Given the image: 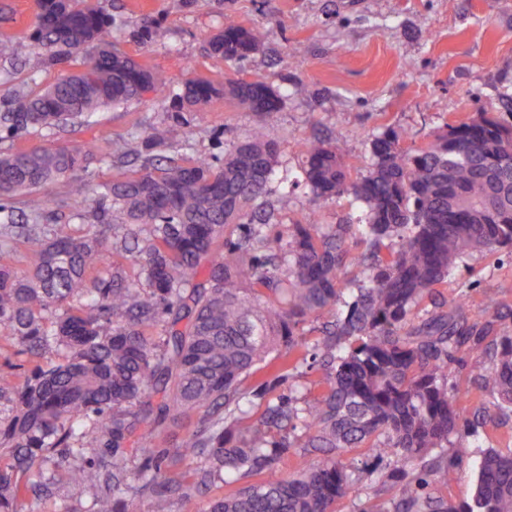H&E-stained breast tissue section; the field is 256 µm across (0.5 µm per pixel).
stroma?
Instances as JSON below:
<instances>
[{"label":"stroma","mask_w":512,"mask_h":512,"mask_svg":"<svg viewBox=\"0 0 512 512\" xmlns=\"http://www.w3.org/2000/svg\"><path fill=\"white\" fill-rule=\"evenodd\" d=\"M112 14L126 38L123 50L163 80L158 92L127 105L108 108L94 124L52 133L34 128L23 137L0 140V150L34 146H97L107 153L118 146L134 150L149 127L167 122L169 103L184 82L200 75L223 83L222 58L209 55L207 42L225 19L249 27L265 25L263 46L244 60L237 73L258 79L282 97L281 119L272 136L280 146L281 167L298 171L300 144L320 132L342 137L351 172L370 163V142L385 128L405 139H431L445 123L500 112L512 97V0H98ZM158 21V37L143 47L131 37L143 15ZM33 0H0V40L10 41L13 63L0 62L9 80H0V97L32 94L54 83L64 70L55 66L38 73L24 67L39 48L29 38ZM305 49L303 67L291 66L296 45ZM309 91L299 95L297 84ZM191 148L172 143L166 156L191 159L219 157L227 140L246 135L254 115L222 98L188 113ZM117 171L90 161L55 183L43 186L48 197L84 201L82 218L55 215L62 235L92 233L95 189ZM445 297L466 293L468 321L485 320L488 295H495L505 318L500 332H512V258L476 254L459 263ZM46 352L33 355L20 346L0 343V380L22 383L38 365L57 361Z\"/></svg>","instance_id":"1"}]
</instances>
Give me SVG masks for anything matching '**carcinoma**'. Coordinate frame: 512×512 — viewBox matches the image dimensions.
<instances>
[{"mask_svg":"<svg viewBox=\"0 0 512 512\" xmlns=\"http://www.w3.org/2000/svg\"><path fill=\"white\" fill-rule=\"evenodd\" d=\"M75 2L34 0L31 39L41 53L29 65L36 72L82 53V69L1 99L0 139L37 126L64 130L157 91L158 78L122 49L112 15ZM157 33L146 15L134 37L149 47ZM266 36L262 25L226 20L207 49L233 67ZM219 96L254 113L247 136L225 143L218 163L162 156L175 138L189 139L183 112ZM280 107L260 80H187L171 121L143 138L138 170L97 186L99 230L82 235H52L42 223L52 200L36 189L85 166L91 148L0 153V255L20 237L28 265L20 276L0 263V341L59 354L23 383L0 385L10 404L0 416V458L12 460L0 470V512L37 502L62 478L88 499L87 512H130L137 499L148 512H172L175 498L224 483L237 488L207 512H334L336 501L360 494V481L382 478L344 465L353 448L401 482L397 497L360 512H512V450L480 452L471 501L442 493L474 455L475 423L461 404L474 402L484 423L512 414V336L491 335L499 305L470 324L466 298L439 291L468 255L512 256V124L480 112L419 146L385 130L356 178L342 139L314 136L300 148L312 210L303 224H278L279 145L270 131ZM20 195L17 221L8 202ZM343 197L360 203L365 223H318L316 209ZM117 229L143 275L132 285L110 270L104 249ZM352 266L364 273L355 288ZM423 305L431 310L420 317ZM319 321L322 337L311 345L300 327ZM463 349L487 361L461 389L448 385V368ZM316 365L327 390L313 403L291 393L266 399L290 372ZM258 373L266 378L252 396L264 408L255 417L241 382ZM487 390L491 404L482 401ZM193 413L196 422L168 448L166 430ZM95 447L112 454L92 456ZM57 448L68 461L62 474ZM296 448L315 459L287 476ZM134 450L145 456L139 467ZM185 460L196 466H179Z\"/></svg>","mask_w":512,"mask_h":512,"instance_id":"obj_1","label":"carcinoma"}]
</instances>
